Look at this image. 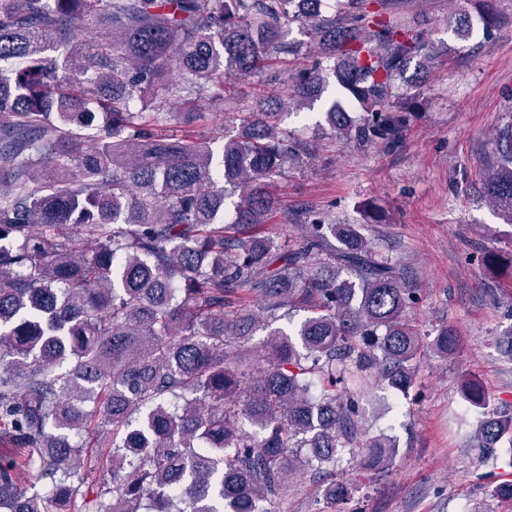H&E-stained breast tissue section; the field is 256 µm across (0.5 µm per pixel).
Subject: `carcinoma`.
Segmentation results:
<instances>
[{
  "mask_svg": "<svg viewBox=\"0 0 512 512\" xmlns=\"http://www.w3.org/2000/svg\"><path fill=\"white\" fill-rule=\"evenodd\" d=\"M314 43L335 64L277 99L312 112L332 83L333 135L398 137L424 44L365 0H0V512H277L294 473L356 448L392 465L357 431L362 381L406 394L462 339L422 342L358 225L266 231L310 144L226 86ZM485 192L512 224V149ZM462 396L473 447L512 457V411L473 379Z\"/></svg>",
  "mask_w": 512,
  "mask_h": 512,
  "instance_id": "cac0c4a2",
  "label": "carcinoma"
}]
</instances>
